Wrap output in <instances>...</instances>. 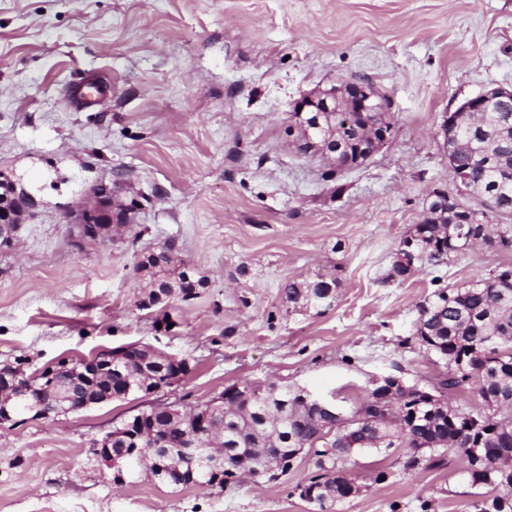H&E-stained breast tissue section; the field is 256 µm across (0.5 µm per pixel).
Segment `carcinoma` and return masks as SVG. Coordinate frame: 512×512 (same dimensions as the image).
<instances>
[{
	"label": "carcinoma",
	"mask_w": 512,
	"mask_h": 512,
	"mask_svg": "<svg viewBox=\"0 0 512 512\" xmlns=\"http://www.w3.org/2000/svg\"><path fill=\"white\" fill-rule=\"evenodd\" d=\"M366 118L390 126L385 112H338L322 120L336 143L362 163L371 153L363 133ZM448 134L455 168L464 178L458 191L479 200L484 210L458 203L457 210L443 215L429 206L430 217L400 240L385 282L401 284L426 265L443 266L450 256L466 250L470 237L489 248L512 249V224L491 223L495 215L512 216V99L494 102L477 117L455 113ZM144 276L149 289L140 300L142 310L162 309L174 295L193 300L206 284L204 276L187 272L172 242L155 250ZM338 287L337 277L320 276L287 280L279 293L288 310L319 315L333 307ZM414 337L446 368L430 386L416 380L406 390L391 392L374 385L363 401L349 407L337 404L332 414L305 403L287 386L234 383L222 391L223 407L216 414H206L209 401L180 415L157 404L113 427L112 459L116 466L135 472L145 439L152 435L159 443L152 453L161 464L160 481L173 486L171 476L177 469L194 466L203 473L200 488L222 490L244 474L268 481L271 470L283 475L306 453L315 459L316 472L297 489L323 512L360 493L361 485L346 467L353 450L402 448L399 464L405 471L440 466L454 452L463 458L470 483L493 494L489 501L482 495L473 501V512H512V416L498 415L502 408L512 409V265L498 266L479 280L436 288L417 306ZM112 361L122 373L96 376L77 367L78 360L64 358L57 375L75 390L90 387L120 401L129 388L146 396L169 378L186 374L185 359L169 361L150 347H115ZM26 362L23 357L13 360L18 367ZM11 364L0 365V391L6 395L14 393L18 383ZM51 382L40 372L39 401L47 409L58 400V395L48 394ZM461 388L477 393L483 408L462 410L432 402L434 395ZM202 416L208 431L204 442L215 450L203 449L193 458L182 448Z\"/></svg>",
	"instance_id": "carcinoma-1"
}]
</instances>
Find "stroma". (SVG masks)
Here are the masks:
<instances>
[{
	"instance_id": "35a3bbf8",
	"label": "stroma",
	"mask_w": 512,
	"mask_h": 512,
	"mask_svg": "<svg viewBox=\"0 0 512 512\" xmlns=\"http://www.w3.org/2000/svg\"><path fill=\"white\" fill-rule=\"evenodd\" d=\"M93 74L104 96L71 105ZM346 79L388 98L395 136L335 173L288 128L296 101ZM496 87L512 90V0H0V180L34 199L0 249V363L23 356L33 372L138 342L192 368L150 399L0 424V512H317L297 490L308 456L210 491L143 473L114 486L90 448L148 401L185 408L237 382L356 404L373 377L440 376L411 339L418 304L434 277L469 282L512 251L383 277L432 191L455 190L444 117ZM96 187L128 222L102 243L74 216ZM171 240L207 286L170 300L165 332L137 307L135 265ZM331 273L332 309L288 312L282 282ZM400 454L352 455L362 490L332 512H470L459 455L406 472Z\"/></svg>"
}]
</instances>
